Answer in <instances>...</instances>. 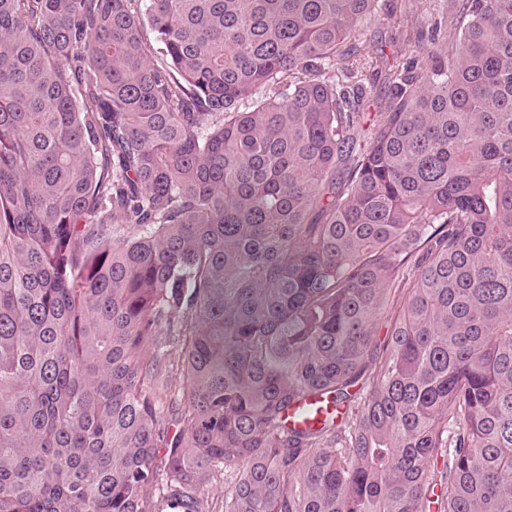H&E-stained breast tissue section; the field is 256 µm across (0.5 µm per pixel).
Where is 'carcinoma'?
Returning <instances> with one entry per match:
<instances>
[{
  "mask_svg": "<svg viewBox=\"0 0 512 512\" xmlns=\"http://www.w3.org/2000/svg\"><path fill=\"white\" fill-rule=\"evenodd\" d=\"M376 3L0 0V512H512V0ZM380 9L376 20L369 26L362 42L358 43L357 57L369 56L374 60L371 68L359 72V79L371 91L363 99L359 112L374 115L383 109L386 100L384 77L391 65L399 60L400 54H409L418 45L417 39L422 31L427 33L441 23H448V0H379ZM448 20V21H447ZM375 60L378 64L375 65ZM379 71L376 74V71Z\"/></svg>",
  "mask_w": 512,
  "mask_h": 512,
  "instance_id": "cac0c4a2",
  "label": "carcinoma"
}]
</instances>
